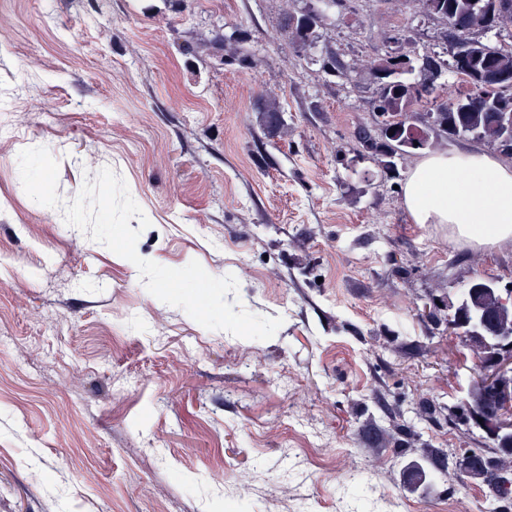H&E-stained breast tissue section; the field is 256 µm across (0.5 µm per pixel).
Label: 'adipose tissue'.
Instances as JSON below:
<instances>
[{"label":"adipose tissue","instance_id":"obj_1","mask_svg":"<svg viewBox=\"0 0 512 512\" xmlns=\"http://www.w3.org/2000/svg\"><path fill=\"white\" fill-rule=\"evenodd\" d=\"M414 223L445 224L453 236L493 246L512 240V167L488 155H437L404 185Z\"/></svg>","mask_w":512,"mask_h":512}]
</instances>
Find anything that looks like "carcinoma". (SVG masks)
I'll return each mask as SVG.
<instances>
[{
  "mask_svg": "<svg viewBox=\"0 0 512 512\" xmlns=\"http://www.w3.org/2000/svg\"><path fill=\"white\" fill-rule=\"evenodd\" d=\"M441 9L447 13V21L454 17L463 19L484 18L493 14L494 19L481 27L482 32L503 31L512 29V0H438ZM317 22L312 13L308 12L297 18L288 17L284 20L283 31L289 42L301 47L309 41L311 30ZM469 59L466 67H461L453 59L433 58L436 77L445 72H452L473 83L474 74L491 65L501 72L512 74V45L505 48L501 45L488 46L481 41L470 44ZM377 65L384 66L387 71V86L380 95L373 111L384 114L382 134L396 127V118L406 112H415L419 107L427 108V119L422 121L421 131L415 137L405 134H394L390 140L396 143L395 154L401 156L408 150L423 148L433 132L445 133L450 138L470 136L477 141L486 142L496 148L500 154L512 157V149L503 147L505 113H512V94L500 90L493 94V101L475 99L472 90L464 95L454 111H443L436 105L438 98H451L454 93L449 91L445 83L434 84L433 94L428 98H415L412 93L413 83L406 76L416 70L413 62H394V57L380 60ZM265 125L270 129L280 127V107L272 102L262 105ZM448 326L466 332H480L485 336H501L512 333V312H508L501 302L500 289L488 285L482 279L473 280L469 287L462 289L453 313L448 317ZM491 456L483 448L466 450L459 457V470L477 471ZM512 498V480L503 476L492 488V494L486 498L484 512H502L500 503Z\"/></svg>",
  "mask_w": 512,
  "mask_h": 512,
  "instance_id": "cac0c4a2",
  "label": "carcinoma"
}]
</instances>
